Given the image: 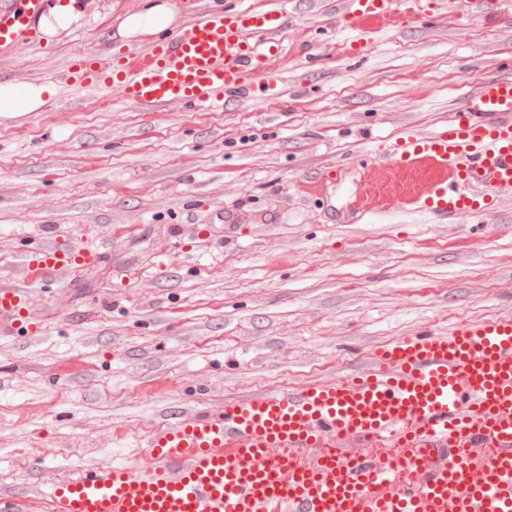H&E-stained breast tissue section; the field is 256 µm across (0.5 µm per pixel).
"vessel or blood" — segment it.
I'll return each mask as SVG.
<instances>
[{
  "label": "vessel or blood",
  "instance_id": "1",
  "mask_svg": "<svg viewBox=\"0 0 512 512\" xmlns=\"http://www.w3.org/2000/svg\"><path fill=\"white\" fill-rule=\"evenodd\" d=\"M45 0L0 8V58L36 44ZM359 31L399 25L394 0H336ZM286 28L280 0L200 11L108 63L85 54L75 84L121 88L145 112L194 111L272 91ZM384 207L457 219L512 190V78L487 81L448 128L402 136L370 172ZM46 243L25 257L32 283L68 285L97 261ZM27 287L0 285V331L37 335ZM141 457L65 482L0 490V512H512V319L418 332L372 349L336 377L225 401L144 435Z\"/></svg>",
  "mask_w": 512,
  "mask_h": 512
}]
</instances>
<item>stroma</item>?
I'll return each instance as SVG.
<instances>
[{
  "instance_id": "35a3bbf8",
  "label": "stroma",
  "mask_w": 512,
  "mask_h": 512,
  "mask_svg": "<svg viewBox=\"0 0 512 512\" xmlns=\"http://www.w3.org/2000/svg\"><path fill=\"white\" fill-rule=\"evenodd\" d=\"M422 2L354 60L331 0H291L276 88L196 111L67 81L80 53L144 46L116 29L151 0H86L57 43L0 60L1 82L53 89L0 116V276L26 283L49 240L101 252L68 289L32 287L39 336L0 335V489L133 460L168 420L330 378L417 328L512 316V192L455 221L354 207L363 160L512 76V0L492 25Z\"/></svg>"
}]
</instances>
